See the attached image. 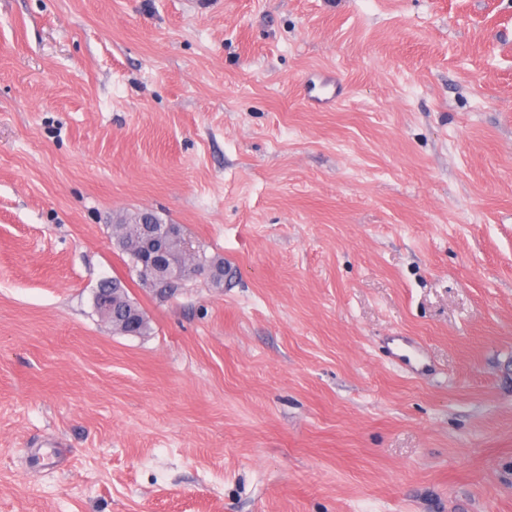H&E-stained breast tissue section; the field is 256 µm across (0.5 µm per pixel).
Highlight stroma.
Here are the masks:
<instances>
[{"instance_id":"stroma-1","label":"stroma","mask_w":512,"mask_h":512,"mask_svg":"<svg viewBox=\"0 0 512 512\" xmlns=\"http://www.w3.org/2000/svg\"><path fill=\"white\" fill-rule=\"evenodd\" d=\"M0 512H512V0H0ZM143 216H152L161 225L152 222L142 223L152 224L146 230L144 238L138 245L140 258L136 273L142 280L159 284L163 288L171 283L181 282L189 275H194L173 265L169 250L179 262L201 264L212 259L207 257L205 251L200 246H194L193 241L184 237L183 234L172 240L168 248V239L178 233L179 226L177 224H164L163 220L153 212L139 210L126 213L119 224H113V237L117 239V228H121L122 238L126 241L137 237L142 225L138 223ZM113 295L112 291L110 292H99L95 297V304L97 309H99L103 314L110 317L112 315V330L117 334L126 333L123 330V319L126 314L124 307L118 308L116 311V315L114 316V312H112L113 307H115V303L112 301ZM127 335V334H126Z\"/></svg>"}]
</instances>
